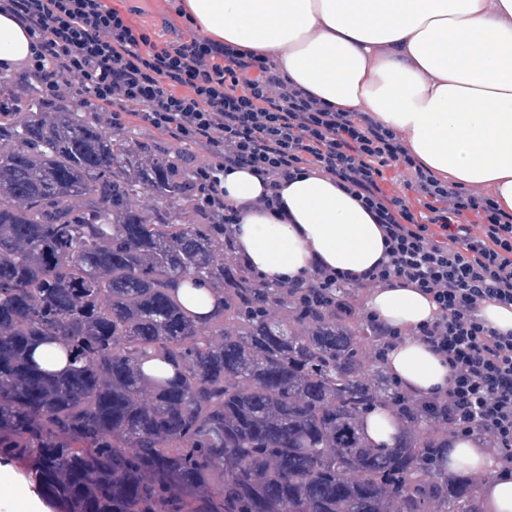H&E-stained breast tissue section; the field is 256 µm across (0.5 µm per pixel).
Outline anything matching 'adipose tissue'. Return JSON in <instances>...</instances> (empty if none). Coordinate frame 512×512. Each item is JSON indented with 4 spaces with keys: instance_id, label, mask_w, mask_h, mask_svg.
Here are the masks:
<instances>
[{
    "instance_id": "ef3b65f1",
    "label": "adipose tissue",
    "mask_w": 512,
    "mask_h": 512,
    "mask_svg": "<svg viewBox=\"0 0 512 512\" xmlns=\"http://www.w3.org/2000/svg\"><path fill=\"white\" fill-rule=\"evenodd\" d=\"M193 27L218 42L257 51L289 82L344 110H365L405 134L421 165L459 187L485 185L512 212V0H184ZM29 34L0 12V64L21 66ZM494 102L492 112L482 111ZM260 179L224 175V197L242 206L236 244L272 280L305 277L313 264L362 274L383 256L380 229L329 179L301 176L281 190V221L255 208ZM369 310L391 326L429 321L434 303L418 289H375ZM388 372L410 391L439 395L449 368L406 338ZM448 474L489 473L486 512H512V472L498 469L472 438L442 449Z\"/></svg>"
}]
</instances>
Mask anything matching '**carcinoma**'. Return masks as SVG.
<instances>
[{"label":"carcinoma","mask_w":512,"mask_h":512,"mask_svg":"<svg viewBox=\"0 0 512 512\" xmlns=\"http://www.w3.org/2000/svg\"><path fill=\"white\" fill-rule=\"evenodd\" d=\"M95 113L0 80V460L52 512H480L432 463L448 414L370 357L359 294L255 281L197 210L184 147ZM199 282L220 298L205 318L180 293ZM379 406L390 447L364 430Z\"/></svg>","instance_id":"carcinoma-1"}]
</instances>
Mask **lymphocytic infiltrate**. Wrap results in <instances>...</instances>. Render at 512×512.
Here are the masks:
<instances>
[{
	"instance_id": "1",
	"label": "lymphocytic infiltrate",
	"mask_w": 512,
	"mask_h": 512,
	"mask_svg": "<svg viewBox=\"0 0 512 512\" xmlns=\"http://www.w3.org/2000/svg\"><path fill=\"white\" fill-rule=\"evenodd\" d=\"M0 12L29 32L21 81L44 103L76 76L77 99L112 107L113 126L138 103L142 123L207 151L209 161L193 169L195 198L227 237L241 220L224 198L228 170L260 179L256 205L276 216L282 187L301 175L331 179L351 195L380 228L382 259L354 280L317 264L289 288L336 296L400 283L429 296L434 318L406 331L367 314L381 338L375 357L385 359L407 335L429 345L450 370L442 394L449 427L512 468V332L481 315L490 301L512 306V212L423 167L397 131L368 113L289 83L267 56L205 37L156 41L103 0H0ZM398 166L410 172L416 201L383 190L385 169Z\"/></svg>"
}]
</instances>
